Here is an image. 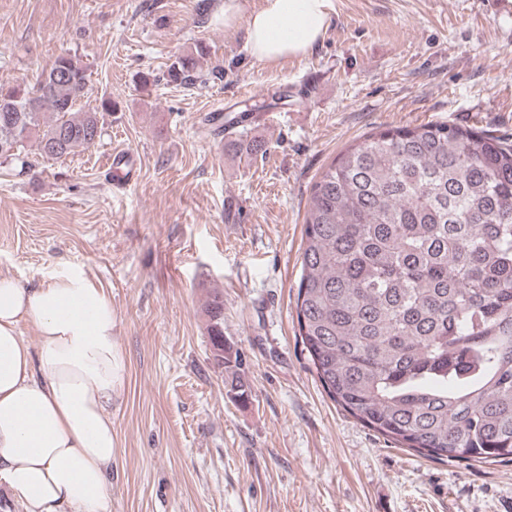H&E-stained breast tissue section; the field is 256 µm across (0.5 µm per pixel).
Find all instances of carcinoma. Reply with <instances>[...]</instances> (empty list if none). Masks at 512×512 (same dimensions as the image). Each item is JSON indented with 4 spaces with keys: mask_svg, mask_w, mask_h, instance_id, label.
Instances as JSON below:
<instances>
[{
    "mask_svg": "<svg viewBox=\"0 0 512 512\" xmlns=\"http://www.w3.org/2000/svg\"><path fill=\"white\" fill-rule=\"evenodd\" d=\"M204 47L164 78L194 85ZM89 66L58 55L32 85H0V159H59L102 134L112 100L83 109ZM251 119L204 117L217 135ZM295 313L327 395L364 426L428 458L512 462V142L427 122L372 132L310 187ZM215 365L224 299L205 306Z\"/></svg>",
    "mask_w": 512,
    "mask_h": 512,
    "instance_id": "1",
    "label": "carcinoma"
}]
</instances>
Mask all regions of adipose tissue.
<instances>
[{
  "label": "adipose tissue",
  "mask_w": 512,
  "mask_h": 512,
  "mask_svg": "<svg viewBox=\"0 0 512 512\" xmlns=\"http://www.w3.org/2000/svg\"><path fill=\"white\" fill-rule=\"evenodd\" d=\"M329 0H265L242 14L224 0V23L244 21L252 57L307 54L329 24ZM32 323V354L20 335ZM112 302L83 272L39 288L0 275V482L25 512H112L109 407L122 366Z\"/></svg>",
  "instance_id": "adipose-tissue-1"
}]
</instances>
